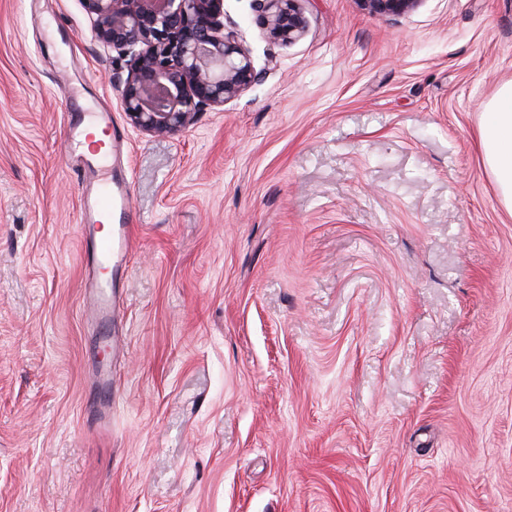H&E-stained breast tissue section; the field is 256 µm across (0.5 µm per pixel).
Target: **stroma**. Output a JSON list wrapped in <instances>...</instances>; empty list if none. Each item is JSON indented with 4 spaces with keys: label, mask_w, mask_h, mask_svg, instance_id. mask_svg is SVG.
<instances>
[{
    "label": "stroma",
    "mask_w": 512,
    "mask_h": 512,
    "mask_svg": "<svg viewBox=\"0 0 512 512\" xmlns=\"http://www.w3.org/2000/svg\"><path fill=\"white\" fill-rule=\"evenodd\" d=\"M298 6L283 44L224 0L262 75L161 137L80 0H0V512H512V214L479 143L512 0ZM73 103L122 134L136 225L105 325ZM370 11L400 16L412 10L419 0H363Z\"/></svg>",
    "instance_id": "35a3bbf8"
}]
</instances>
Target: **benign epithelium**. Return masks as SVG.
<instances>
[{"label":"benign epithelium","mask_w":512,"mask_h":512,"mask_svg":"<svg viewBox=\"0 0 512 512\" xmlns=\"http://www.w3.org/2000/svg\"><path fill=\"white\" fill-rule=\"evenodd\" d=\"M97 39L129 57L121 100L136 130L175 135L197 113L220 109L260 78L237 29L224 25V0H81ZM393 16L419 0H364ZM270 36L300 38L307 22L297 0H251Z\"/></svg>","instance_id":"obj_1"}]
</instances>
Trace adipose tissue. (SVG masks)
I'll return each mask as SVG.
<instances>
[{
	"instance_id": "ef3b65f1",
	"label": "adipose tissue",
	"mask_w": 512,
	"mask_h": 512,
	"mask_svg": "<svg viewBox=\"0 0 512 512\" xmlns=\"http://www.w3.org/2000/svg\"><path fill=\"white\" fill-rule=\"evenodd\" d=\"M480 143L501 202L512 214V80L503 83L489 101Z\"/></svg>"
}]
</instances>
